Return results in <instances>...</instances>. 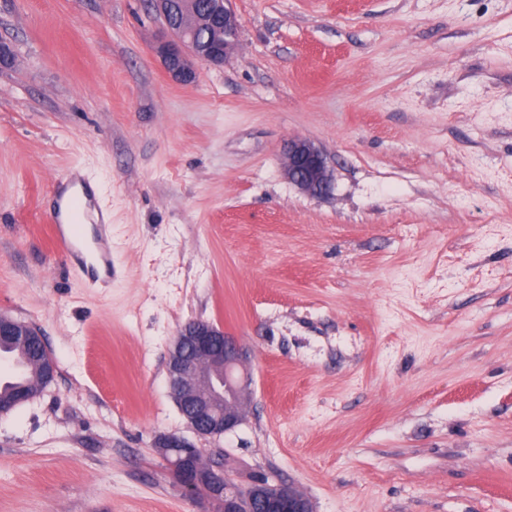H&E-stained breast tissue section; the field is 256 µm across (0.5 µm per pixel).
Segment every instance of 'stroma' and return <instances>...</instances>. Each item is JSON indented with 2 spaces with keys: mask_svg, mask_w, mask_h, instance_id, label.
I'll use <instances>...</instances> for the list:
<instances>
[{
  "mask_svg": "<svg viewBox=\"0 0 512 512\" xmlns=\"http://www.w3.org/2000/svg\"><path fill=\"white\" fill-rule=\"evenodd\" d=\"M238 47L173 80L151 0H0V315L52 382L0 415V512H219L155 448L190 436L168 348L201 319L253 378L198 437L315 512H512V0H231ZM311 140L331 196L283 174ZM99 189L112 279L54 249Z\"/></svg>",
  "mask_w": 512,
  "mask_h": 512,
  "instance_id": "obj_1",
  "label": "stroma"
}]
</instances>
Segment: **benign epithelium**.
Here are the masks:
<instances>
[{"label": "benign epithelium", "mask_w": 512, "mask_h": 512, "mask_svg": "<svg viewBox=\"0 0 512 512\" xmlns=\"http://www.w3.org/2000/svg\"><path fill=\"white\" fill-rule=\"evenodd\" d=\"M154 2L169 33L155 52L173 79L190 81L196 76V61L219 66L237 48L239 22L228 0H207L204 14L191 11L184 16L175 0ZM207 22L213 28L212 40L195 43L194 30ZM283 171L292 185L309 195L331 192L327 159L308 139L288 142ZM167 376L169 393L196 436L227 434L243 422L250 386L246 353L223 329L201 320L185 324L169 348ZM156 448L187 493H204L220 512H313L310 499L290 484L262 477L245 489L239 487L224 473L222 463H202L200 449L183 436L161 435Z\"/></svg>", "instance_id": "7a95c632"}]
</instances>
